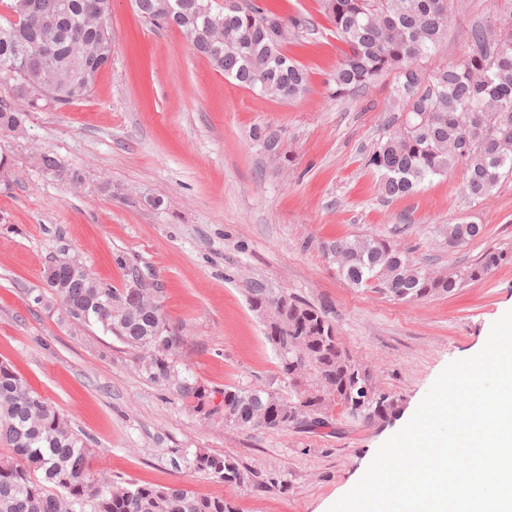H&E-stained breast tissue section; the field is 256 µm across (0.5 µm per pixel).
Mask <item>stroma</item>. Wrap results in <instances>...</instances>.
I'll return each instance as SVG.
<instances>
[{"label": "stroma", "mask_w": 512, "mask_h": 512, "mask_svg": "<svg viewBox=\"0 0 512 512\" xmlns=\"http://www.w3.org/2000/svg\"><path fill=\"white\" fill-rule=\"evenodd\" d=\"M450 6L446 34L419 62L425 76L467 58L474 26L494 28L512 12V0ZM286 12L314 29L308 47L288 50L309 73L290 101L224 78L179 31L144 23L133 0L110 2L112 64L88 98L32 109L0 85V100L27 113L21 131L0 130V153L13 164L0 183V360L86 438L92 472L219 493L234 512H328L445 367L477 354L512 310L510 261L480 283L414 303L339 276L326 247L341 237L389 240L438 275L467 269L490 248L512 251V178L476 199L456 166L414 194L383 198L367 156L396 112L394 73L334 96L342 44L320 0H288ZM271 132L273 153L263 141ZM40 153L80 170L82 188L43 172ZM468 222L484 225L483 238L449 247L445 225ZM61 254L117 288L125 283L120 256L151 278L182 338L180 370L216 392L297 393L250 305L248 282L325 309L340 347L401 398V413L388 425L363 426L335 405L331 427L316 432L207 420L150 380L114 336L68 319L58 302L35 303L46 265ZM199 449L234 457L268 487L215 484L193 467Z\"/></svg>", "instance_id": "35a3bbf8"}]
</instances>
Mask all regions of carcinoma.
I'll return each instance as SVG.
<instances>
[{"instance_id":"carcinoma-1","label":"carcinoma","mask_w":512,"mask_h":512,"mask_svg":"<svg viewBox=\"0 0 512 512\" xmlns=\"http://www.w3.org/2000/svg\"><path fill=\"white\" fill-rule=\"evenodd\" d=\"M25 14L12 19L18 0H7L0 14V82L12 83L16 94L37 108L39 103L61 107L88 97L93 73L112 60V43L82 23L92 0H25ZM148 24L179 30L195 53L262 97L292 99L304 92L307 73L288 57L286 48L302 46L305 21L286 16L267 0H243L237 10L216 0H134ZM326 17L346 46L333 73V94L343 97L365 90L378 75L392 71L398 80L393 99L407 105L406 127L374 146L367 163L382 182L381 192L397 198L414 192L425 180L444 175L458 163L466 168L465 191L486 197L501 179L512 175V13L507 26L494 31L477 28L472 49L460 64L430 78L415 66L444 36L450 20L449 0H321ZM51 14L55 25L43 33L58 52L39 62L35 35L21 21ZM293 32L283 37L280 22ZM38 67L46 92L24 87V73ZM72 75L60 92L55 85ZM22 113L0 101V130H10ZM480 224L448 225V246L458 247L483 236ZM331 256L346 254L349 263L339 273L351 285L368 288L399 301L417 302L449 295L466 282L477 283L509 260L498 249L486 250L478 263L460 273L434 276L417 266L397 245L383 239L342 238L328 245ZM391 267V277L377 273ZM46 288L65 303L68 317L80 324H97L136 353L151 349L155 357L141 359L149 377L174 389L201 412L207 389L180 377L175 354L182 338L170 330L156 299L153 309L140 307L126 288L95 279L85 268L76 273L55 259L44 269ZM288 319L268 328L267 337L280 352V370L290 379L296 368L314 369L315 387L304 391L308 411L303 421L288 420L290 401L262 388L224 389V422L243 430H282L290 426L318 430L331 425V406H346L369 374L346 361L326 310L280 293ZM307 340L297 351L296 337ZM401 412V400L383 398L382 408L367 411L364 422L383 426ZM0 443L15 458H0V512H233L224 495L199 496L181 485L167 487L128 484L89 472L87 443L67 417L33 390L13 366L0 361ZM193 466L218 484L255 482V475L231 456L194 454Z\"/></svg>"}]
</instances>
